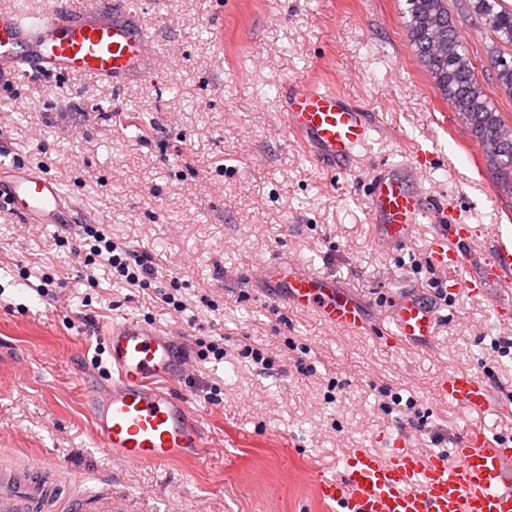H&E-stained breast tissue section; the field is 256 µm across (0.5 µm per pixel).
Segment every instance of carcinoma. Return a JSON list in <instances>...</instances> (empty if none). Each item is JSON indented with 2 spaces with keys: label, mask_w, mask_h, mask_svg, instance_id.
Listing matches in <instances>:
<instances>
[{
  "label": "carcinoma",
  "mask_w": 512,
  "mask_h": 512,
  "mask_svg": "<svg viewBox=\"0 0 512 512\" xmlns=\"http://www.w3.org/2000/svg\"><path fill=\"white\" fill-rule=\"evenodd\" d=\"M407 36L436 89L480 145L496 143L499 153L485 158L495 182L512 193V126L491 105L458 37L448 0H406ZM472 11L503 47H512V9L501 0H471ZM499 88L512 96V61L494 60Z\"/></svg>",
  "instance_id": "carcinoma-1"
}]
</instances>
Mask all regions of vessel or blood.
I'll return each instance as SVG.
<instances>
[{"label":"vessel or blood","mask_w":512,"mask_h":512,"mask_svg":"<svg viewBox=\"0 0 512 512\" xmlns=\"http://www.w3.org/2000/svg\"><path fill=\"white\" fill-rule=\"evenodd\" d=\"M150 34L136 21L127 0H55L34 16L0 12V74L53 76L78 73L122 84L148 68ZM285 123L316 160L330 165L353 160L378 132L359 106L332 88L301 84L285 97ZM370 210L385 244L404 242L415 225L436 228L429 262L445 281L489 299L502 314L512 312V240L487 231L492 259L477 265L471 244L477 226L449 219L432 197L411 189L406 171L384 165L373 174ZM0 211L28 224L81 221L79 208L47 171L24 163L0 164ZM254 278L274 287L290 306L315 313L329 326L363 331L356 298L336 278L290 260L260 262ZM436 310L408 296L393 309L388 346L429 341ZM110 365L105 384L88 396L93 437L115 463L164 466L212 452L186 393L173 381L192 359L177 337L153 324L124 319L102 333ZM442 400L476 411L512 413V400L497 395L484 375L459 370L439 383ZM40 461L0 464V512H52L57 493ZM306 477L334 512H512V440L478 430L457 434L451 448L404 447L393 441L384 453L352 449L340 474L310 469Z\"/></svg>","instance_id":"1"}]
</instances>
